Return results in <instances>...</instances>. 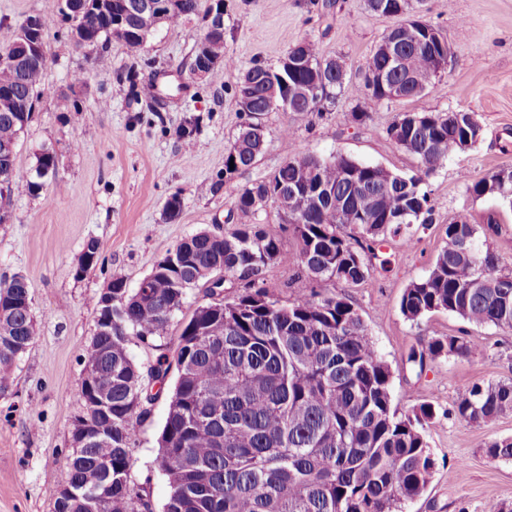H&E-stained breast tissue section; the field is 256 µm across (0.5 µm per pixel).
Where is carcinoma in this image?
Instances as JSON below:
<instances>
[{"label": "carcinoma", "mask_w": 512, "mask_h": 512, "mask_svg": "<svg viewBox=\"0 0 512 512\" xmlns=\"http://www.w3.org/2000/svg\"><path fill=\"white\" fill-rule=\"evenodd\" d=\"M397 16L413 10V0H366L367 8ZM115 12L89 14L86 29L93 47L106 49L107 28L114 15L134 0H112ZM201 0H170L167 25L175 27L197 15ZM130 35L122 46L132 52L144 46L142 34L155 31L147 14L125 16ZM211 54L224 69L235 68L224 55V34L208 36ZM451 50L433 25L400 40V64L387 68L384 56L370 53L358 66L361 80L345 82L346 60L336 58V71L321 70L327 58L318 44L305 39L287 55L307 57L311 67L290 71L256 63L239 82L249 81L251 111L266 114L282 108L296 114L321 113L348 92L364 100L387 99L382 81L398 84L407 98L423 93L432 80L437 58ZM25 97L24 77L17 67L0 62V92ZM400 112L387 128L393 145L418 159L417 173L393 175L381 183L379 166L342 154L323 159L312 154L290 156L268 177L241 190L233 208V229L219 239L205 231L176 244L182 254L178 270L150 275L147 287L131 290L112 278V293L123 301L112 306V333L97 335L84 350L85 369L109 383L112 412L104 415L86 390V414L99 431L112 437V494L94 504L85 499L60 500L51 491L55 512H143L148 496L130 486L131 448L136 427L148 413L133 411L141 387L142 368L129 352L130 337L156 351L150 372L157 390L165 391L171 361H186L176 375L160 436L159 469L170 493L164 512H400V504L423 494L435 462L424 434L435 415L427 404L411 415L392 408V375L354 306L342 294H322L298 286L285 301L253 289L271 264L298 263L313 281L365 282L372 269L375 245L412 224L432 222L428 179L448 157L479 142L482 125L472 112ZM22 112H0V143L17 142L25 127ZM259 143L248 129L225 149L227 177L252 167ZM55 153L42 149L36 173L56 181ZM325 185L331 194L318 197L300 189ZM273 207L281 223L298 240L290 255L280 240L257 222ZM224 273V282L242 292L203 311V331L190 332L197 320L175 321L186 290L204 282L203 272ZM27 282L0 281V371L6 372L19 349L34 335ZM409 321L440 312L454 313L476 326L512 328V270L499 265L495 251L460 214L445 229V245L426 277L412 282L400 299ZM168 336L166 343L159 339ZM482 346L450 336L432 339L411 351L408 361L424 363L441 356L474 357ZM512 413V382L474 385L456 404V415L480 423ZM494 459L512 460V437L483 443ZM101 469L96 449L86 448L67 460V478L83 486Z\"/></svg>", "instance_id": "obj_1"}]
</instances>
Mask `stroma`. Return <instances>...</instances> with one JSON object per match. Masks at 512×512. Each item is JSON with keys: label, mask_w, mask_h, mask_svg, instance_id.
I'll list each match as a JSON object with an SVG mask.
<instances>
[{"label": "stroma", "mask_w": 512, "mask_h": 512, "mask_svg": "<svg viewBox=\"0 0 512 512\" xmlns=\"http://www.w3.org/2000/svg\"><path fill=\"white\" fill-rule=\"evenodd\" d=\"M219 1L224 53L236 68H219L203 78L190 71L204 33L197 16L175 28H157L137 54L110 43L104 69L96 51L72 45L60 26L46 35L43 94L19 138L21 177L12 188L9 218L0 224V280L15 275L27 280L35 323L33 341L0 393V512H54L50 491L66 479L72 422L83 411L82 353L95 331L89 301L112 277L137 288L183 238L202 230L228 232L226 219L238 193L291 154H343L412 174L418 162L391 143L389 125L400 112L449 110L475 113L483 137L429 178L432 222L414 226L415 247L388 240L377 247L366 282H326L318 289L350 297L390 367L394 408L435 409L426 426L434 477L421 496L404 503L403 512H495L500 504H512V460L491 458L481 446L487 438L512 437V414L472 424L454 413L473 385L512 380V328L476 327L448 313L417 325L399 309L409 283L428 274L445 228L458 214L469 215L500 266L512 270V209L496 198L470 195L465 185L466 178L512 167V0H423L421 17L452 46L448 69L423 94L401 102H360L346 93L320 116L267 113L264 153L220 186L215 180L224 151L244 122L235 96L240 71L258 61L278 65L303 38L315 39L324 55L358 63L397 20L368 11L365 0L203 4ZM51 6L52 0H0V50L27 16ZM64 96L76 101L77 111L60 109ZM359 105L369 114L362 124L350 117ZM288 127L293 136H285ZM185 128L190 135L183 139L179 132ZM45 148L57 157L59 182L35 194L28 183L36 178V155ZM175 193L183 211L170 221L163 208ZM92 238L99 243V260L78 272ZM448 336L482 343L483 352L428 360L420 367L409 363L411 350ZM167 412L168 400L160 398L138 425L131 450V484L146 488L154 512H163L169 496L156 462Z\"/></svg>", "instance_id": "stroma-1"}]
</instances>
